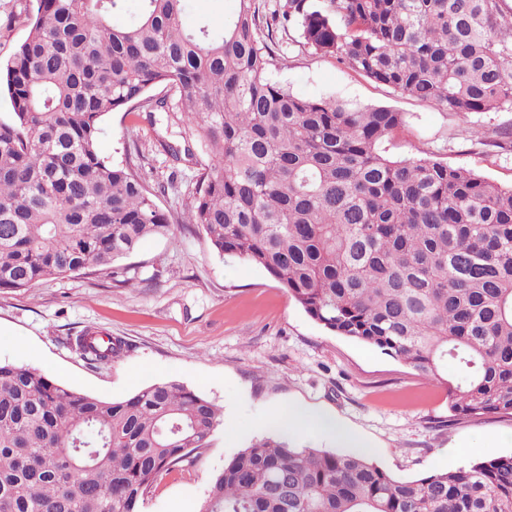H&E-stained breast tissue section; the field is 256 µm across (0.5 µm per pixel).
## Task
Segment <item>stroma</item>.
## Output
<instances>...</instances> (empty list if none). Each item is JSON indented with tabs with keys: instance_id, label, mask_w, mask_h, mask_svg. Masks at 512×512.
Listing matches in <instances>:
<instances>
[{
	"instance_id": "35a3bbf8",
	"label": "stroma",
	"mask_w": 512,
	"mask_h": 512,
	"mask_svg": "<svg viewBox=\"0 0 512 512\" xmlns=\"http://www.w3.org/2000/svg\"><path fill=\"white\" fill-rule=\"evenodd\" d=\"M283 3L259 0L272 22L261 39L283 61L273 80L301 96L402 112L404 130L380 145L387 156L435 151L452 166L512 183V149L473 142L474 131L511 126V110L461 116L397 94L303 47L295 26L273 21ZM28 6L29 0H0L1 61L27 36ZM103 126L101 154L122 163L128 149H138L139 172L157 204L180 214L197 159L172 161L159 143L181 142V125L163 112H112ZM124 264L128 285L95 273L50 279L27 292L0 291V362L34 366L64 386L110 399L175 380L222 408L197 462L163 474L143 512H196L212 475L258 439L253 424L283 404L333 416L368 445L381 468L406 480L472 464L456 443L512 434V416L449 423L446 382L456 376L454 364L444 365L439 383L327 331L262 267L218 257L202 229L147 239ZM91 327L126 341L125 355L112 362L81 356L75 339Z\"/></svg>"
}]
</instances>
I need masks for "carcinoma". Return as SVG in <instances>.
Instances as JSON below:
<instances>
[{"mask_svg": "<svg viewBox=\"0 0 512 512\" xmlns=\"http://www.w3.org/2000/svg\"><path fill=\"white\" fill-rule=\"evenodd\" d=\"M191 0H31L0 67V290L107 270L152 236L200 227L213 251L264 268L327 331L443 380L449 418L512 416V185L432 157L389 158L387 107L296 95L269 76L256 0L220 29L183 25ZM303 44L400 95L465 116L512 110L505 0H285ZM204 159L184 211H163L133 168L98 152L110 112L163 109ZM478 144L505 148L512 128ZM81 355L128 345L97 331ZM220 409L176 381L111 400L0 362V512H142L192 464ZM74 449L71 459L60 455ZM199 512H512V455L414 480L365 456L262 438L234 453Z\"/></svg>", "mask_w": 512, "mask_h": 512, "instance_id": "carcinoma-1", "label": "carcinoma"}]
</instances>
